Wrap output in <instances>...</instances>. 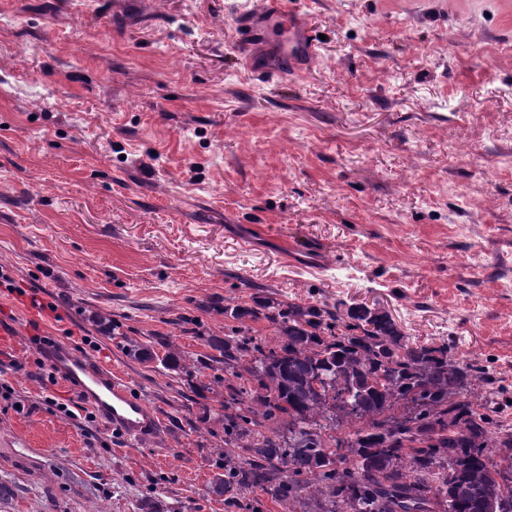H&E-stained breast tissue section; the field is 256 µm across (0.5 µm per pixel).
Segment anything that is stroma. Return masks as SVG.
<instances>
[{
    "label": "stroma",
    "mask_w": 512,
    "mask_h": 512,
    "mask_svg": "<svg viewBox=\"0 0 512 512\" xmlns=\"http://www.w3.org/2000/svg\"><path fill=\"white\" fill-rule=\"evenodd\" d=\"M260 2L0 0V512H322L210 490L207 340L257 296L378 307L512 384V0H289L319 55L278 74L237 41ZM36 334L156 438L60 412ZM43 353L67 388L90 405L112 431L138 439L155 430L156 414L133 394L127 379L112 372V365L81 358L60 339L43 344Z\"/></svg>",
    "instance_id": "obj_1"
}]
</instances>
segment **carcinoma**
Here are the masks:
<instances>
[{
	"label": "carcinoma",
	"mask_w": 512,
	"mask_h": 512,
	"mask_svg": "<svg viewBox=\"0 0 512 512\" xmlns=\"http://www.w3.org/2000/svg\"><path fill=\"white\" fill-rule=\"evenodd\" d=\"M224 312L267 321L277 339L237 327L209 343L210 361L239 380L222 379L224 444L268 431L213 478V494L317 495L325 512H487L494 502L512 512V425L499 418L508 388L489 367L457 359L445 339L412 342L363 304L260 298ZM458 479L467 492L454 500Z\"/></svg>",
	"instance_id": "obj_1"
}]
</instances>
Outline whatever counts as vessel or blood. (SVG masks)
Listing matches in <instances>:
<instances>
[{"label":"vessel or blood","instance_id":"vessel-or-blood-1","mask_svg":"<svg viewBox=\"0 0 512 512\" xmlns=\"http://www.w3.org/2000/svg\"><path fill=\"white\" fill-rule=\"evenodd\" d=\"M279 25L285 28L279 38L283 50H290L295 43L313 50L311 25L305 16L289 9L288 0H279L276 10L265 15L257 9L251 11L240 29L247 44L252 45L270 38ZM43 353L67 388L90 405L113 431L138 439L155 430L156 414L134 395L128 380L113 372L111 365L77 356L70 344L60 339L46 342Z\"/></svg>","mask_w":512,"mask_h":512}]
</instances>
